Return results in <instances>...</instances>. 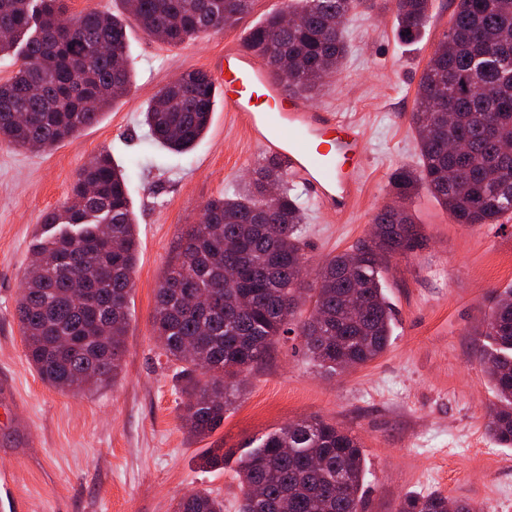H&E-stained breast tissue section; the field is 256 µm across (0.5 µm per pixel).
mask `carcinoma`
Instances as JSON below:
<instances>
[{
	"label": "carcinoma",
	"mask_w": 512,
	"mask_h": 512,
	"mask_svg": "<svg viewBox=\"0 0 512 512\" xmlns=\"http://www.w3.org/2000/svg\"><path fill=\"white\" fill-rule=\"evenodd\" d=\"M65 0H0V56L24 42L14 75L0 83V141L33 150L75 139L132 85L127 22L170 46L231 28L252 0H123L128 15L88 7L67 16ZM363 0H297L301 16L284 25L269 13L245 43L289 89L304 94L333 76L346 56L341 22ZM432 0H397V32L417 39ZM215 85L188 71L143 112L153 139L185 154L206 134ZM420 161L389 178L406 201L426 188L456 224H498L512 214V0H457L448 34L434 49L410 115ZM306 201L288 186L276 159L254 168L230 194L209 200L155 294L153 329L161 355L185 381L182 414L189 436L213 433L240 399L247 375L280 337L296 333L320 370L334 374L375 359L391 343L394 314L382 271L422 236L408 211L386 204L379 233L325 261L315 272L301 241ZM54 232L16 306L29 365L59 390L94 389L122 372L138 239L127 175L106 154L83 169L72 195L44 216ZM238 272L225 278V270ZM310 303L307 316L295 318ZM482 335L497 349L481 354L496 394L486 431L512 447V287L499 292ZM366 460L358 441L322 418L290 422L240 456L239 512H364ZM173 512H224L207 490L181 497ZM399 512H448L441 493L409 495Z\"/></svg>",
	"instance_id": "obj_1"
}]
</instances>
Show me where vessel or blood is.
<instances>
[{"label":"vessel or blood","instance_id":"1","mask_svg":"<svg viewBox=\"0 0 512 512\" xmlns=\"http://www.w3.org/2000/svg\"><path fill=\"white\" fill-rule=\"evenodd\" d=\"M224 109L266 155L331 213L351 210L367 166L359 128L288 91L242 46L226 49L215 66Z\"/></svg>","mask_w":512,"mask_h":512}]
</instances>
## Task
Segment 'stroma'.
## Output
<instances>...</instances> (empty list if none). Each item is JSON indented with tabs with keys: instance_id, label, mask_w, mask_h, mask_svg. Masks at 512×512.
Segmentation results:
<instances>
[{
	"instance_id": "obj_1",
	"label": "stroma",
	"mask_w": 512,
	"mask_h": 512,
	"mask_svg": "<svg viewBox=\"0 0 512 512\" xmlns=\"http://www.w3.org/2000/svg\"><path fill=\"white\" fill-rule=\"evenodd\" d=\"M290 0H254L235 27L178 46L127 29L132 89L79 137L45 151L0 142V377L13 401L0 408V467L14 473L28 512H172L191 490L207 489L237 512V459L255 440L309 417L338 424L366 458L365 512H397L407 495L438 491L480 512H512V448L486 432L495 395L480 362L479 329L497 291L512 286V220L453 223L427 191L407 204L423 237L384 271L394 310L390 345L365 365L326 377L300 340L280 338L248 377L247 393L211 435L182 426L183 382L160 356L152 315L158 282L204 204L242 182L263 155L223 104L189 153L157 145L143 123L151 100L183 72L213 73L225 44ZM456 0H434L420 38L402 41L395 0H371L341 27L347 54L310 102L355 121L368 150L359 194L346 215L312 209L304 252L310 265L368 236L389 203V176L419 164L409 115L420 77L447 33ZM109 153L128 176L139 247L123 372L113 385L62 391L44 384L26 360L16 300L32 262L33 240L49 211L61 208L80 171ZM224 449L223 467L201 459Z\"/></svg>"
}]
</instances>
